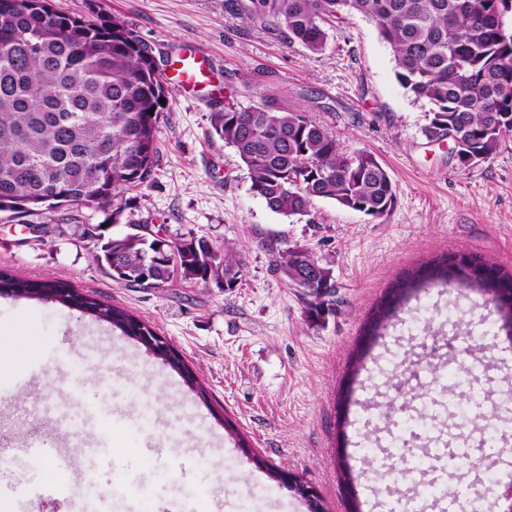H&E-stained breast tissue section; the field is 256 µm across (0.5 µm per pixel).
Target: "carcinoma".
<instances>
[{"label": "carcinoma", "mask_w": 512, "mask_h": 512, "mask_svg": "<svg viewBox=\"0 0 512 512\" xmlns=\"http://www.w3.org/2000/svg\"><path fill=\"white\" fill-rule=\"evenodd\" d=\"M240 18L312 54L322 53L329 29L356 12L374 22L391 48L395 77L415 100L429 105L434 138L461 134L466 157L486 162L512 134V0H242ZM169 93L152 48L116 17L84 19L57 12L51 0H0V211L20 217L77 202L112 207L121 193L147 182L160 153V117ZM214 133L245 165L250 190L266 207L287 217L310 213L317 200L380 218L395 203L387 171L368 152L349 155L334 133L303 112L266 106L227 105L210 114ZM90 259L112 278L148 288L134 275L146 263L164 288L181 279L231 290L245 272L232 242L178 237L163 243L145 233L100 239ZM274 263L304 297L308 323L336 310V282L307 295L294 271L291 246L274 252ZM484 271L465 264L448 271L441 256L408 272L390 287L386 305L371 314L372 342L413 299L432 286L486 294L496 281L512 283V271L484 261ZM62 283L32 281L0 270V289L57 292ZM87 312L126 336L145 326L129 311L85 296ZM437 387L448 395L449 416L461 401L477 404L481 393H456L436 369ZM506 403L492 404L482 422L485 441L497 447Z\"/></svg>", "instance_id": "1"}]
</instances>
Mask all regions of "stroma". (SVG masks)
<instances>
[{
  "instance_id": "1",
  "label": "stroma",
  "mask_w": 512,
  "mask_h": 512,
  "mask_svg": "<svg viewBox=\"0 0 512 512\" xmlns=\"http://www.w3.org/2000/svg\"><path fill=\"white\" fill-rule=\"evenodd\" d=\"M61 12L89 19L116 16L147 42L168 68L183 48L214 61L212 85L195 94L172 86L160 126V157L149 183L125 191L123 212L69 205L20 219L0 212V268L28 280H57L78 292L139 316L180 354L200 385L181 376L146 347L75 307L49 300L0 296V334L36 342L41 355L0 374V389L15 385L30 367L39 378L20 389V401L0 405V436L36 427L32 409L79 389L83 401L108 402L131 418L112 430L117 457L111 466L134 480L161 478L138 512H173L178 498L197 512H308L271 470L302 475L322 497L324 512H349L340 476L349 462L361 480V512H377L378 487L404 466H383L376 442L367 440L363 404L390 352L420 349L425 326H440L436 355L463 362L479 345L492 354L493 399L512 393L511 346L491 324L482 301L457 289L431 291L404 314L361 372L357 406L343 410V387L369 314L398 275L430 258L468 251L512 269V136L490 161L459 165L447 142L430 139L425 102L414 100L395 77L390 46L373 22L347 14L332 29L327 48L309 53L286 44L227 9L228 0H53ZM261 104L303 112L326 124L344 152L371 153L388 172L396 199L374 219L330 200L309 216L285 217L253 195L234 149L212 132L209 117L225 105ZM162 226L170 237L203 236L233 242L245 261L242 283L231 292L174 278L166 288H130L107 266L91 262L92 242L58 234L70 224L101 226L104 236H124L129 225ZM45 224L33 237L25 224ZM300 244L331 268L337 306L325 325L306 322L304 305L273 266L270 240ZM243 433L245 455L225 431ZM158 438L163 452L144 453ZM484 450H449L448 490L464 512H488L490 479L477 467ZM266 468H258L257 460ZM87 458L61 434L59 446L22 455L0 467V512H15L14 488L60 485L59 494L35 500L30 512H55L75 490L72 466Z\"/></svg>"
}]
</instances>
